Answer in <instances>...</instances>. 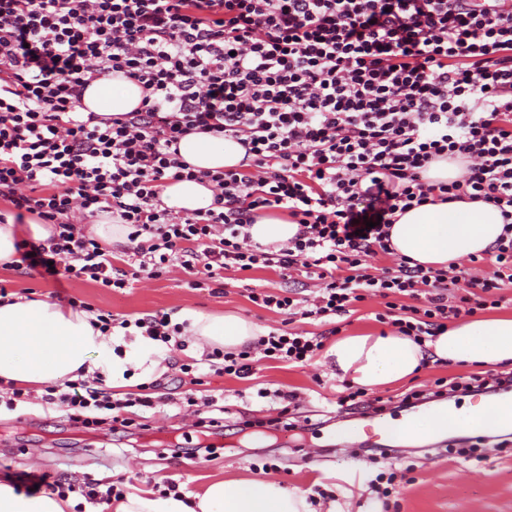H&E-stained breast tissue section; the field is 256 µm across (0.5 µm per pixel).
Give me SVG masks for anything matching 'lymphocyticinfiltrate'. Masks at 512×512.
Segmentation results:
<instances>
[{
    "instance_id": "1",
    "label": "lymphocytic infiltrate",
    "mask_w": 512,
    "mask_h": 512,
    "mask_svg": "<svg viewBox=\"0 0 512 512\" xmlns=\"http://www.w3.org/2000/svg\"><path fill=\"white\" fill-rule=\"evenodd\" d=\"M111 74L140 84V108L82 113L86 86ZM190 133L236 139L245 155L233 169H194L177 149ZM443 159L467 175L428 180ZM172 180L210 183L213 209L173 213L162 199ZM463 198L505 222L491 277L368 264L391 254L396 213ZM0 200L51 225L46 241L16 245L41 276L117 291L178 264L201 289L229 270L285 278L301 267L322 282L307 307L285 288L249 300L317 320L381 297L376 321L424 343L448 319L499 307L512 284V11L474 0H0ZM77 206L132 227L137 269L116 268L72 222ZM269 210L299 230L266 253L248 229ZM323 348L281 328L254 343L291 366ZM159 387L120 400L97 380H67L42 401L92 429L100 412L155 408Z\"/></svg>"
}]
</instances>
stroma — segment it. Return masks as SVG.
<instances>
[{"label":"stroma","instance_id":"stroma-1","mask_svg":"<svg viewBox=\"0 0 512 512\" xmlns=\"http://www.w3.org/2000/svg\"><path fill=\"white\" fill-rule=\"evenodd\" d=\"M187 274L177 266L159 279L140 278L133 287L115 292L91 282L53 281L28 276L0 266V286L9 297L51 299L59 291L89 303L93 310L112 312L119 320H133L158 310L190 309L203 314L235 313L261 329L280 327V315L251 303V288H280L284 282L273 270H256L225 280L221 293L192 289ZM253 371L246 378L210 374L207 362L198 361L191 346L175 347L163 360L160 395L154 409L139 406L123 410L129 427L86 430L66 411L44 409L41 390L30 402L8 409L0 401V476L12 479L16 493L32 495L30 475L46 473L72 484L74 512H111L110 505L88 499L84 482L110 475L123 493L138 489L182 494L198 493L217 480L273 478L306 491L316 512L330 503L343 512H512V451L500 452L495 441L484 444L483 459L458 455L468 445L464 435L440 440L437 448H405L383 455L364 448L357 463L337 459L321 425L344 418L337 404L340 382L323 358L303 367L251 355ZM197 364L198 385L180 382L182 364ZM471 368L432 364L415 378L384 386L388 416H398L402 396L412 390L431 392L439 378L468 377ZM295 391L296 419H310L303 430L284 431L269 426L277 415L272 391ZM197 404L183 407L186 395ZM213 443L217 453L198 454L201 442ZM397 473L388 502H381L369 487L379 473Z\"/></svg>","mask_w":512,"mask_h":512}]
</instances>
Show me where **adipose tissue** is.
I'll use <instances>...</instances> for the list:
<instances>
[{"label": "adipose tissue", "instance_id": "obj_1", "mask_svg": "<svg viewBox=\"0 0 512 512\" xmlns=\"http://www.w3.org/2000/svg\"><path fill=\"white\" fill-rule=\"evenodd\" d=\"M142 88L122 76L95 79L87 85L81 104L85 111L116 115L140 107ZM185 162L202 170L236 167L244 147L232 138L194 133L179 143ZM164 202L194 212L212 208L214 191L195 181H172ZM500 211L481 200L425 203L398 215L390 229V245L397 257L425 267L449 264L484 254L503 231ZM298 231L281 215L256 218L248 229L259 250H280ZM93 314L61 307L42 299L0 301V380L18 386H40L79 376L104 375L113 385L132 386L150 380L165 358V343L142 335L126 340L122 328L101 332L93 327ZM185 324L197 353L223 347L235 349L260 336L252 321L235 315H204L188 309L172 317ZM338 377L372 391L418 375L427 361L447 365L491 368L512 365V315L476 318L447 326L433 340L418 345L411 338L358 334L343 336L324 353ZM72 499L48 492L25 497L0 478V512H69ZM114 512H313L306 492L271 478L247 482L219 480L203 492L184 499L153 491L127 494Z\"/></svg>", "mask_w": 512, "mask_h": 512}]
</instances>
